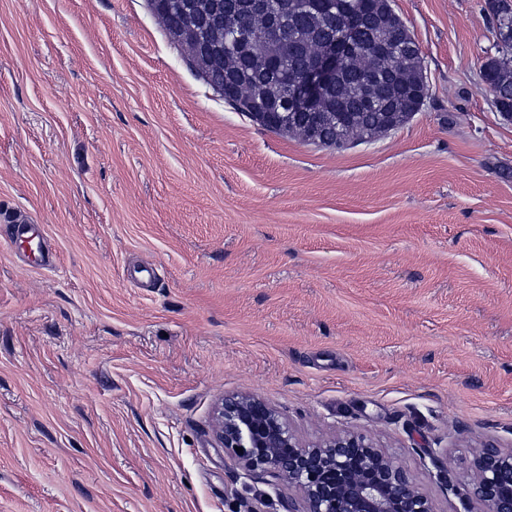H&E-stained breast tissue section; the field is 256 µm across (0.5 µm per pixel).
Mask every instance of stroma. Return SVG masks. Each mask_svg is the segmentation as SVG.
Listing matches in <instances>:
<instances>
[{"label":"stroma","mask_w":512,"mask_h":512,"mask_svg":"<svg viewBox=\"0 0 512 512\" xmlns=\"http://www.w3.org/2000/svg\"><path fill=\"white\" fill-rule=\"evenodd\" d=\"M391 5L431 98L336 149L229 108L148 0H0V512H288L215 439L236 395L463 512L419 451L512 448V121L487 0ZM483 81L493 92L498 112L512 113V46L510 50L497 49V55L482 65ZM495 93V94H494ZM19 239L29 243H35L36 249L41 255V266L51 269L55 267V256L45 246V237L40 224H12L10 239Z\"/></svg>","instance_id":"35a3bbf8"}]
</instances>
